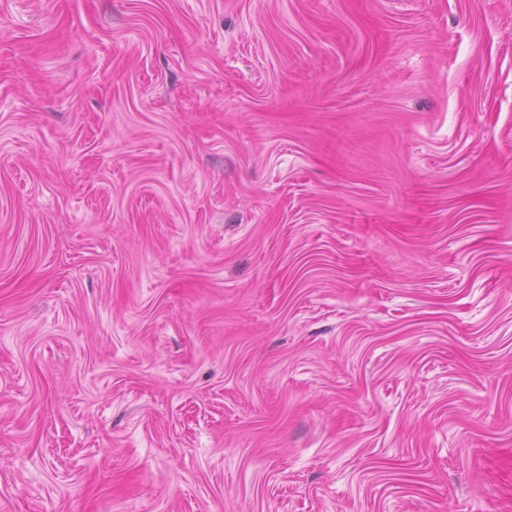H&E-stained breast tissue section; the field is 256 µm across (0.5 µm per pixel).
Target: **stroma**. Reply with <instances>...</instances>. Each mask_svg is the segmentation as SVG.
<instances>
[{"instance_id": "35a3bbf8", "label": "stroma", "mask_w": 512, "mask_h": 512, "mask_svg": "<svg viewBox=\"0 0 512 512\" xmlns=\"http://www.w3.org/2000/svg\"><path fill=\"white\" fill-rule=\"evenodd\" d=\"M0 512H512V0H0Z\"/></svg>"}]
</instances>
